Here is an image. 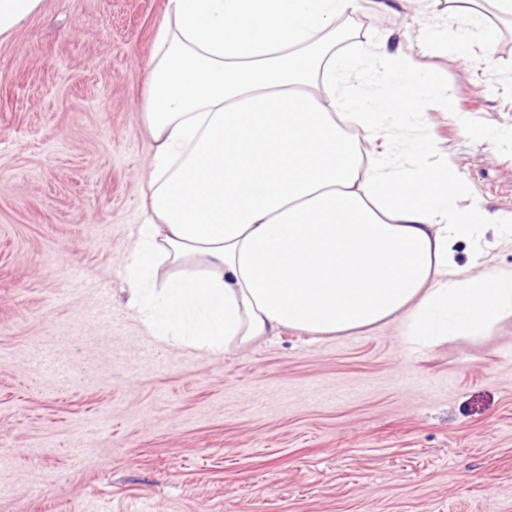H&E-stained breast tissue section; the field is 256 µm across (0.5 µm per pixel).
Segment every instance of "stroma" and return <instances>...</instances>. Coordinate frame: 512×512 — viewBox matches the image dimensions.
<instances>
[{"label":"stroma","mask_w":512,"mask_h":512,"mask_svg":"<svg viewBox=\"0 0 512 512\" xmlns=\"http://www.w3.org/2000/svg\"><path fill=\"white\" fill-rule=\"evenodd\" d=\"M167 0H42L0 37V512H512V318L416 355L398 324L295 329L210 353L130 302L151 139L145 69ZM454 0H365L340 52L387 40L457 94L418 132L512 213V19L494 55L422 42ZM460 266L512 270L487 225Z\"/></svg>","instance_id":"1"}]
</instances>
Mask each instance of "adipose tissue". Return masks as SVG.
<instances>
[{"label": "adipose tissue", "instance_id": "obj_1", "mask_svg": "<svg viewBox=\"0 0 512 512\" xmlns=\"http://www.w3.org/2000/svg\"><path fill=\"white\" fill-rule=\"evenodd\" d=\"M360 0H168L148 65L153 146L127 273L177 268L143 323L166 344L220 352L293 328L359 331L399 320L402 350L477 337L512 316V270L471 275L461 242L501 223L429 139L400 144L434 96L412 54H338ZM360 128L348 137L343 127ZM383 141L369 152L363 141ZM410 162H403L402 154Z\"/></svg>", "mask_w": 512, "mask_h": 512}]
</instances>
